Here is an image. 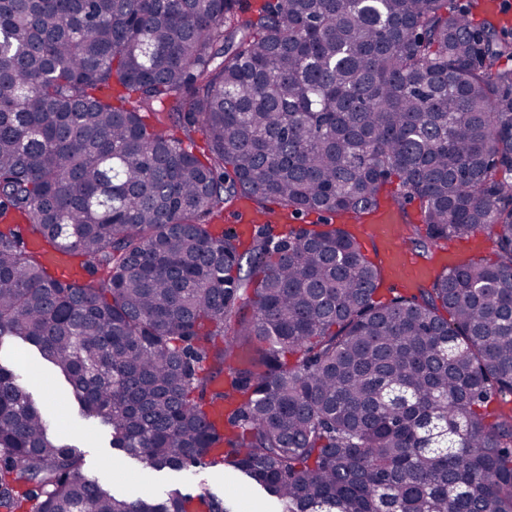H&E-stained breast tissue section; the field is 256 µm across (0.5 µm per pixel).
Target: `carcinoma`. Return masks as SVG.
<instances>
[{
  "mask_svg": "<svg viewBox=\"0 0 512 512\" xmlns=\"http://www.w3.org/2000/svg\"><path fill=\"white\" fill-rule=\"evenodd\" d=\"M475 8L0 0V340L145 471L229 468L280 512H512V29ZM392 183L422 259L481 233L493 256L382 301L341 226L219 223L241 199L361 220ZM185 501L86 477L0 367V512Z\"/></svg>",
  "mask_w": 512,
  "mask_h": 512,
  "instance_id": "cac0c4a2",
  "label": "carcinoma"
}]
</instances>
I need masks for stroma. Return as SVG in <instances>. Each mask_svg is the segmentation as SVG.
Instances as JSON below:
<instances>
[{"label": "stroma", "mask_w": 512, "mask_h": 512, "mask_svg": "<svg viewBox=\"0 0 512 512\" xmlns=\"http://www.w3.org/2000/svg\"><path fill=\"white\" fill-rule=\"evenodd\" d=\"M0 366L26 369L30 392L55 419L56 436L78 448L85 457L86 474L106 482L114 494L134 499L170 491L193 494L206 488L215 496H223L227 485L223 468H205L195 475L146 472L136 460L113 448L109 428L82 417L78 404L68 395L64 380L50 371L35 347L15 342L5 344L0 348Z\"/></svg>", "instance_id": "35a3bbf8"}]
</instances>
